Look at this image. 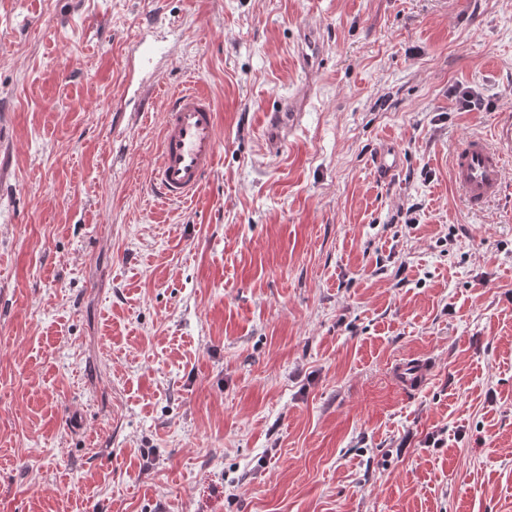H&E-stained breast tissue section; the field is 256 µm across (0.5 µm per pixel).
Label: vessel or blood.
<instances>
[{
	"mask_svg": "<svg viewBox=\"0 0 512 512\" xmlns=\"http://www.w3.org/2000/svg\"><path fill=\"white\" fill-rule=\"evenodd\" d=\"M163 114L161 141L150 187L169 201L194 198L206 176L213 170L218 152L216 114L210 96L191 88L172 92ZM307 105L292 96L279 111L267 113L270 153L281 152L288 133L297 124ZM402 163L392 145H384L375 161L378 177L394 174ZM512 164V114H501L494 126L493 140L480 136L465 138L456 147L451 168L456 187L466 202L477 209L496 198L502 188L507 165ZM426 364L399 367L397 375L406 390H416L426 377Z\"/></svg>",
	"mask_w": 512,
	"mask_h": 512,
	"instance_id": "1",
	"label": "vessel or blood"
}]
</instances>
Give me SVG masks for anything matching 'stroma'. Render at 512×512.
Instances as JSON below:
<instances>
[{"label":"stroma","mask_w":512,"mask_h":512,"mask_svg":"<svg viewBox=\"0 0 512 512\" xmlns=\"http://www.w3.org/2000/svg\"><path fill=\"white\" fill-rule=\"evenodd\" d=\"M187 85L219 150L170 203ZM504 112L512 0H0V512H512V172H450ZM169 99L150 187L161 198L185 201L200 192L215 166L216 114L210 96L199 88L174 91ZM309 96V95H308ZM308 96L299 99L296 96H289L288 100L281 106L278 112L266 114L268 127V149L270 153L277 154L288 138V131H291L302 116L308 103ZM400 153L391 145H384L376 156L375 167L379 178L394 174L401 167ZM427 371L428 366L420 363L399 367L396 374L406 390L414 391L421 385L427 375Z\"/></svg>","instance_id":"obj_1"}]
</instances>
